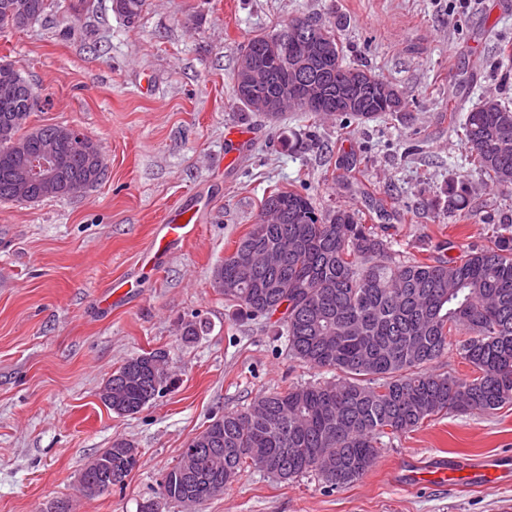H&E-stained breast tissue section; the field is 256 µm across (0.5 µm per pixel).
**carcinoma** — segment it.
<instances>
[{"label":"carcinoma","mask_w":512,"mask_h":512,"mask_svg":"<svg viewBox=\"0 0 512 512\" xmlns=\"http://www.w3.org/2000/svg\"><path fill=\"white\" fill-rule=\"evenodd\" d=\"M51 2L0 0V30L29 25ZM145 6L146 0H112V11L128 23ZM324 29L332 57L319 61L315 71L297 69L286 58L281 79L318 77L324 113L360 124L404 111L397 86L372 70L364 86L368 111L337 103V93L352 87L359 67L344 63L336 27ZM269 89L260 82L253 99L238 103L261 112ZM35 109L21 70L1 62L0 201L12 200L15 146L29 140L24 125ZM476 129L488 140L477 142ZM463 135L471 165L511 192L512 107L485 97L466 113ZM58 156L54 196L67 195L72 181L102 180L100 161L78 136L61 142ZM467 192L463 181L448 186V212L465 209ZM271 204L275 215L254 224L217 266L224 277L218 292L247 316L281 314L289 355L337 378L259 395L246 412L213 418L163 474L158 495L165 502L199 505L250 468L280 481L315 471L328 488L347 486L375 464L381 438L410 432L448 410L491 413L512 402V229L459 260L422 262L393 256L388 242L350 209L322 212L293 190L267 196L262 212ZM243 249L275 251L278 259L244 275L235 261ZM451 348L477 376L463 380L429 370ZM160 360L165 352H143L112 373L101 390L102 400L112 399V412L136 414L163 394L154 383ZM139 460L131 442L116 439L87 463L81 482L96 483L103 492L122 489Z\"/></svg>","instance_id":"1"}]
</instances>
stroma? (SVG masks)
<instances>
[{
	"label": "stroma",
	"instance_id": "1",
	"mask_svg": "<svg viewBox=\"0 0 512 512\" xmlns=\"http://www.w3.org/2000/svg\"><path fill=\"white\" fill-rule=\"evenodd\" d=\"M297 18L337 26L347 62L367 64L402 92L406 111L356 124L287 112L271 121L234 96L240 52L254 35ZM20 68L41 100L28 129L75 126L107 166L83 194L0 201V512H140L186 442L211 418L255 397L334 379L289 356L272 321L243 316L213 272L259 218L274 189L321 210H354L393 250L450 259L512 224V192L470 163L460 125L489 95L512 104V0H147L126 23L111 0L79 17L50 7L0 31V62ZM254 137L225 166L224 129ZM466 179L463 211L443 207ZM206 209L197 234L157 263L141 256L182 204ZM132 298L113 303L112 285ZM208 330L183 342L180 326ZM167 352L171 388L120 416L99 398L128 358ZM138 448L124 489L79 492L86 463L113 440ZM433 457L512 460V403L491 414L449 412L385 440L374 466L334 490L316 473L288 482L250 469L196 507L161 512H505L512 485L473 487L408 469Z\"/></svg>",
	"mask_w": 512,
	"mask_h": 512
}]
</instances>
